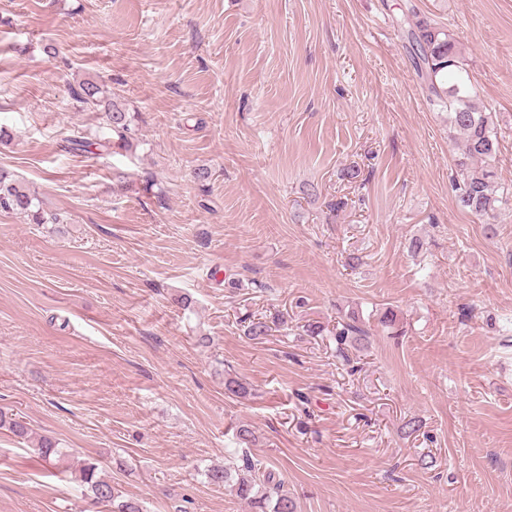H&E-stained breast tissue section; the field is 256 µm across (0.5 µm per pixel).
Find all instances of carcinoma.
Wrapping results in <instances>:
<instances>
[{
    "mask_svg": "<svg viewBox=\"0 0 512 512\" xmlns=\"http://www.w3.org/2000/svg\"><path fill=\"white\" fill-rule=\"evenodd\" d=\"M408 38L414 53L418 76L427 82L429 93L448 105V123L461 138V152L456 160L460 171L458 187L459 205L471 214L491 223L506 203L500 192L495 171L499 153V140L492 116L482 112L472 102L466 82L461 74L460 51L450 33L427 19H418L409 25ZM72 99L83 111L102 112L94 137L88 132L74 130L64 139V149L83 151L92 146L109 150L114 146L128 149L137 139L138 129L134 114L114 102L104 86L85 80L70 88ZM0 212L22 214L32 224H58L56 216H47L42 208L39 193L15 179L0 168ZM367 336L362 321L351 314L336 327V345L340 355L344 347ZM7 428L14 436H29L27 423L18 418H8L0 413V429ZM37 458L48 471L62 470L67 452L59 443L47 436L41 437L34 448ZM71 477L86 487L97 503L108 512H143L140 503L119 495L111 480L102 476L99 464L87 460L71 472ZM208 482L218 487L234 481L236 496L247 502L252 512H297V504L275 480L273 471L260 457L242 456V465L213 467L207 470Z\"/></svg>",
    "mask_w": 512,
    "mask_h": 512,
    "instance_id": "1",
    "label": "carcinoma"
}]
</instances>
